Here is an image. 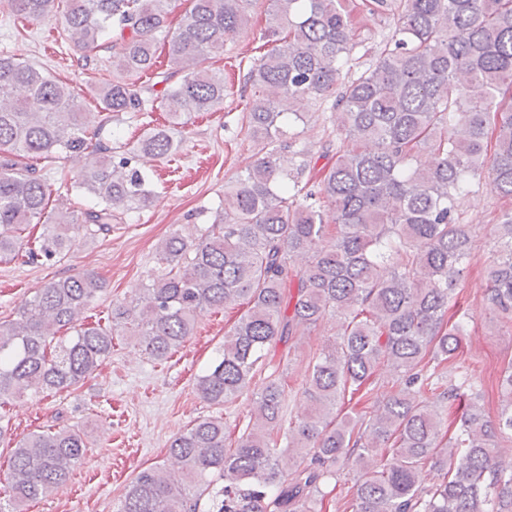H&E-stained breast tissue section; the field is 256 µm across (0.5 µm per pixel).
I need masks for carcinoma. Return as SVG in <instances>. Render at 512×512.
<instances>
[{
    "mask_svg": "<svg viewBox=\"0 0 512 512\" xmlns=\"http://www.w3.org/2000/svg\"><path fill=\"white\" fill-rule=\"evenodd\" d=\"M173 2L0 3L30 21L61 16L65 39L87 59L112 50L109 79L95 90L99 111L157 105L171 118V128L147 131L133 156L116 158L73 88L38 63L0 55V257L59 260L74 236L108 233L150 206L151 179L133 159L168 156L174 127L222 109L224 71L212 59L247 32L255 0H185L172 28ZM269 2L271 48L243 79L251 96L242 120L258 157L224 192L212 226L198 239L166 238L165 271L139 298L113 306L106 325L84 317L102 291L94 274L39 289L0 322V404L78 388L112 355L116 336L165 359L201 316L236 308L196 388L212 405L251 394L247 423L234 437L220 416L194 421L169 444L173 467L139 471L117 512H197L206 496L211 512H324L322 486L339 463L359 471L343 512H512V466L498 461L512 447V362L499 376L494 419L480 405V375H445L473 319L455 299L474 251L461 196L485 174L512 202V0ZM356 10L389 22L375 51L353 22ZM159 37L167 64L154 97L139 78L156 66ZM359 48L371 56L362 72ZM310 101L330 111L331 156L295 149ZM286 150L298 158L288 171L277 166ZM62 153L89 157L60 186L90 201L49 212L35 163ZM31 224L42 232L24 250ZM490 244L485 309L509 316L512 206L500 210ZM328 317L336 338L308 367L304 410L287 419L270 348L282 345L288 358ZM382 384L389 390L380 395ZM467 392L452 433L448 415ZM281 444L296 456L289 473L279 468ZM86 448L85 434L68 427L21 438L0 512H23L65 487ZM428 464L442 471L432 485Z\"/></svg>",
    "mask_w": 512,
    "mask_h": 512,
    "instance_id": "1",
    "label": "carcinoma"
}]
</instances>
